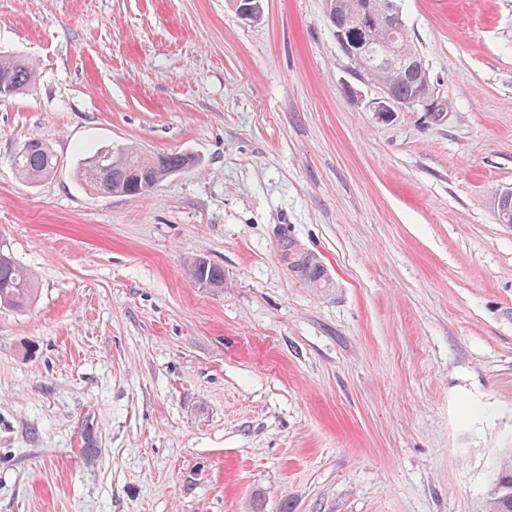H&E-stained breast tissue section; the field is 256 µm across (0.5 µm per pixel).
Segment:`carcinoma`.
Wrapping results in <instances>:
<instances>
[{
    "label": "carcinoma",
    "instance_id": "obj_1",
    "mask_svg": "<svg viewBox=\"0 0 512 512\" xmlns=\"http://www.w3.org/2000/svg\"><path fill=\"white\" fill-rule=\"evenodd\" d=\"M338 22L352 35L369 43L372 52L366 74L388 85L393 94L403 100L422 94L423 84L407 72L404 61L408 49L415 47L407 29L385 33L381 31L388 19L396 14L397 0H340ZM34 77L33 68L14 56H0V97H10L28 86ZM190 164L185 153L147 154L135 146L121 149L100 148L84 156L77 164L76 178L96 193L128 195L141 188L138 195L149 194L172 173ZM13 166L19 178L36 181L51 175L57 168V158L39 137H29L16 150ZM289 269L313 288L329 286L319 263L288 241L283 243ZM193 282L204 281L209 288L224 285V269L205 260L193 261L189 269ZM35 288L30 275L12 256L6 243L0 241V306L16 309L27 307ZM485 512H512V448L502 449L495 477L487 494Z\"/></svg>",
    "mask_w": 512,
    "mask_h": 512
}]
</instances>
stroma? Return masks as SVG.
Segmentation results:
<instances>
[{
	"label": "stroma",
	"mask_w": 512,
	"mask_h": 512,
	"mask_svg": "<svg viewBox=\"0 0 512 512\" xmlns=\"http://www.w3.org/2000/svg\"><path fill=\"white\" fill-rule=\"evenodd\" d=\"M400 9L443 121L369 112L323 0H0V55L35 66L0 98V238L37 288L0 308V512H484L512 447V0ZM32 135L60 161L37 183ZM130 145L197 164L146 197L77 181ZM57 158L39 137H29L16 150L13 166L19 178L36 181L51 175L57 168ZM284 256L289 269L313 288H327L328 280L319 263L310 254L303 252L291 241L283 243ZM189 277L196 284L204 280L207 288H220L224 285V269L205 260L193 261L189 269Z\"/></svg>",
	"instance_id": "stroma-1"
}]
</instances>
